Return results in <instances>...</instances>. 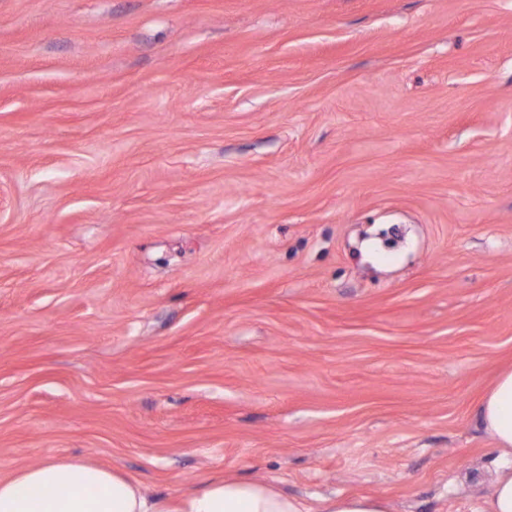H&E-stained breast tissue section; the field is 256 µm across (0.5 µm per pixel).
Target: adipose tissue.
I'll list each match as a JSON object with an SVG mask.
<instances>
[{
    "instance_id": "1",
    "label": "adipose tissue",
    "mask_w": 512,
    "mask_h": 512,
    "mask_svg": "<svg viewBox=\"0 0 512 512\" xmlns=\"http://www.w3.org/2000/svg\"><path fill=\"white\" fill-rule=\"evenodd\" d=\"M500 463L476 512H512V368L475 407ZM0 512H314L272 485L217 478L197 492L147 495L119 470L77 459L48 460L0 477Z\"/></svg>"
}]
</instances>
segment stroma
Instances as JSON below:
<instances>
[{
    "label": "stroma",
    "instance_id": "obj_1",
    "mask_svg": "<svg viewBox=\"0 0 512 512\" xmlns=\"http://www.w3.org/2000/svg\"><path fill=\"white\" fill-rule=\"evenodd\" d=\"M512 367V0H0V476L473 512Z\"/></svg>",
    "mask_w": 512,
    "mask_h": 512
}]
</instances>
